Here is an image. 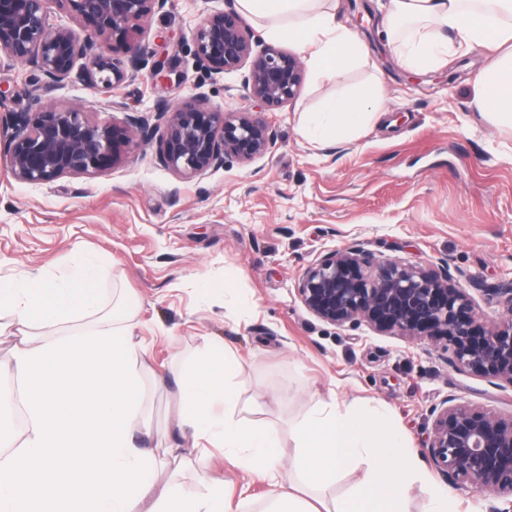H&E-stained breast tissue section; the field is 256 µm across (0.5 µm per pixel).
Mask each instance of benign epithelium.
<instances>
[{"instance_id": "7a95c632", "label": "benign epithelium", "mask_w": 512, "mask_h": 512, "mask_svg": "<svg viewBox=\"0 0 512 512\" xmlns=\"http://www.w3.org/2000/svg\"><path fill=\"white\" fill-rule=\"evenodd\" d=\"M48 2L0 0V50L32 68L34 85L51 90L75 78L107 95L145 69L162 76L165 61L150 60L134 34L167 0H55L98 41L99 51L79 68L86 44L72 29L50 24ZM117 36L128 43V56L119 63L109 55V41ZM192 40L197 68L207 75L248 68L244 84L254 109L224 112L199 95L177 103L160 99L154 111L161 126L123 101L112 103L124 114L112 124L69 106L9 110L0 116V133H7L13 177L36 184L100 174L123 163L140 139H158L159 161L185 178L222 166L227 155L243 162L264 155L270 134L261 113L278 111L297 97L303 83L298 58L271 46L253 52L249 30L234 11L205 17ZM297 294L311 314L333 325L364 322L375 332L443 341L457 370L512 388V285L496 289L508 316L487 328L472 298L448 273L373 260L352 247L310 264L298 279ZM429 453L449 482L512 496V417L446 405L434 421Z\"/></svg>"}]
</instances>
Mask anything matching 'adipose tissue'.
I'll use <instances>...</instances> for the list:
<instances>
[{"mask_svg": "<svg viewBox=\"0 0 512 512\" xmlns=\"http://www.w3.org/2000/svg\"><path fill=\"white\" fill-rule=\"evenodd\" d=\"M389 0L383 21L387 46L406 70L425 71L450 55L480 46L496 51L474 78L476 104L487 120L512 129V0ZM243 14L262 21L264 33L300 49L312 71L340 76L367 52L338 26L322 0H236ZM449 39H439V31ZM377 87L328 99L303 112L299 126L318 142H348L382 115ZM76 270L57 282L28 272L0 281V332L20 336L8 366L21 389L27 430L20 450L0 462V512H142L155 474L151 454L134 444L145 427L140 376L132 361L146 348L134 339L135 301L104 310L96 288L99 260L78 256ZM82 320L86 327L44 340L42 330ZM240 364L211 339L178 380V431L189 433L193 464L223 449L243 468L262 470L273 489L267 512H406L408 485L421 479L416 457L386 408L373 402L341 406L318 402L292 427V468L306 488H326L339 475L361 472L352 492L320 507L279 491L283 449L279 428L245 424L237 416L235 379ZM153 512H240L223 484L190 496L171 486Z\"/></svg>", "mask_w": 512, "mask_h": 512, "instance_id": "1", "label": "adipose tissue"}]
</instances>
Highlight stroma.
<instances>
[{
  "instance_id": "stroma-1",
  "label": "stroma",
  "mask_w": 512,
  "mask_h": 512,
  "mask_svg": "<svg viewBox=\"0 0 512 512\" xmlns=\"http://www.w3.org/2000/svg\"><path fill=\"white\" fill-rule=\"evenodd\" d=\"M350 2L340 0L342 21L371 30L368 59L332 80L305 71L296 99L264 113L270 143L252 162L228 156L221 167L185 179L159 163L151 141L101 174L30 184L0 158V278L38 271L60 280L75 255L88 252L102 259L104 302L120 289L139 301L136 334L147 353L134 366L150 431L135 443L160 462L156 487L174 480L198 494L220 481L247 512L265 505L266 481L223 449H211L202 471L168 455L190 445L172 426L175 377L211 337L242 361L240 418L275 422L284 448L294 445L292 424L331 396L346 406L374 400L395 413L425 474L408 490V512H423L426 482L448 485L428 449L445 400L512 415V390L456 370L444 345L329 324L297 294L308 265L352 246L376 259L448 271L488 325L505 316L495 288L512 283V131L493 127L474 105V76L492 53L474 47L410 73L393 64L379 34L388 0H371L373 15L359 21ZM233 7L234 0H168L144 21L142 50L172 58L184 83L140 76L108 98L72 79L40 95L28 83L29 66L0 52V95L14 111L76 104L108 123L121 118L112 109L116 99L141 112L152 111L156 99L195 94L221 110L245 108L243 72L215 78L199 71L192 43L206 16ZM377 82L385 114L359 138L320 145L299 132L297 112ZM228 274L235 287L223 294ZM204 279L217 292L202 295ZM448 487L457 512L511 503Z\"/></svg>"
}]
</instances>
